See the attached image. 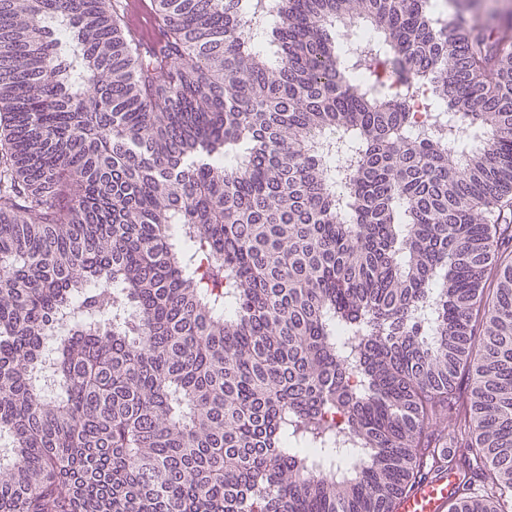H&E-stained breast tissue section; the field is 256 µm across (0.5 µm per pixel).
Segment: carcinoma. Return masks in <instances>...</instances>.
<instances>
[{
  "label": "carcinoma",
  "mask_w": 512,
  "mask_h": 512,
  "mask_svg": "<svg viewBox=\"0 0 512 512\" xmlns=\"http://www.w3.org/2000/svg\"><path fill=\"white\" fill-rule=\"evenodd\" d=\"M153 4L0 0V512H512V24ZM459 485V475L444 466L429 474L408 497L401 499L395 512H447L457 498Z\"/></svg>",
  "instance_id": "1"
}]
</instances>
